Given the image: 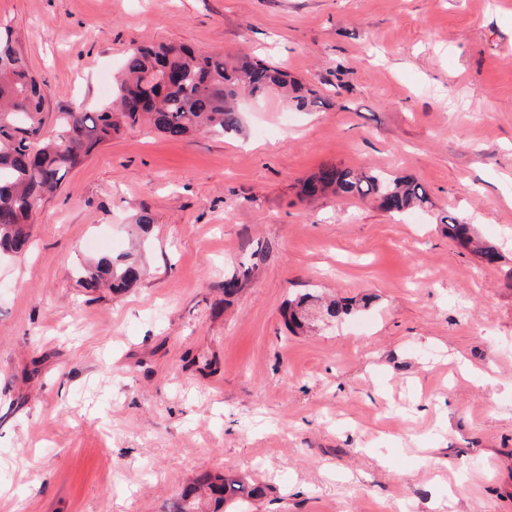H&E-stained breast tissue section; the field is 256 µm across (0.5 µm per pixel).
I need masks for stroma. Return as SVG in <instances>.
Masks as SVG:
<instances>
[{"label": "stroma", "instance_id": "stroma-1", "mask_svg": "<svg viewBox=\"0 0 512 512\" xmlns=\"http://www.w3.org/2000/svg\"><path fill=\"white\" fill-rule=\"evenodd\" d=\"M0 35L50 131L142 44L257 56L320 97L126 131L41 202L0 256V512H163L204 472L265 486L250 512H512V0H0ZM327 166L432 206L303 197ZM144 211L146 274L86 292L74 268L130 251ZM300 293L354 309L294 332ZM440 222L444 225V231L448 234V238L458 240L468 246L474 244L473 250L488 261H493L497 258V252L494 246L473 240L474 234L470 224L460 223L455 217L448 215L442 216Z\"/></svg>", "mask_w": 512, "mask_h": 512}]
</instances>
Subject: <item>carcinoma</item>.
Returning <instances> with one entry per match:
<instances>
[{
  "mask_svg": "<svg viewBox=\"0 0 512 512\" xmlns=\"http://www.w3.org/2000/svg\"><path fill=\"white\" fill-rule=\"evenodd\" d=\"M280 94L303 107L317 93L288 79V73L262 60L228 61L222 54L197 55L181 46L136 47L127 55L109 106L95 112H61L56 132L43 133L47 90L30 70L26 57L11 41L0 43V253L19 254L30 236L29 219L44 197L81 166L103 143L145 122L178 139L193 131L224 134L239 129L238 98ZM310 196L376 198L386 211L400 215L425 208L430 198L415 180L381 170L326 167L304 185ZM448 238L489 261L496 248L473 240L469 224L444 215ZM142 254L125 252L85 263L78 280L87 291L128 288L140 279ZM315 298L301 295L289 302L290 319L305 318ZM264 486L236 473L204 475L180 494L173 512H198L203 498L226 508L263 494Z\"/></svg>",
  "mask_w": 512,
  "mask_h": 512,
  "instance_id": "cac0c4a2",
  "label": "carcinoma"
}]
</instances>
